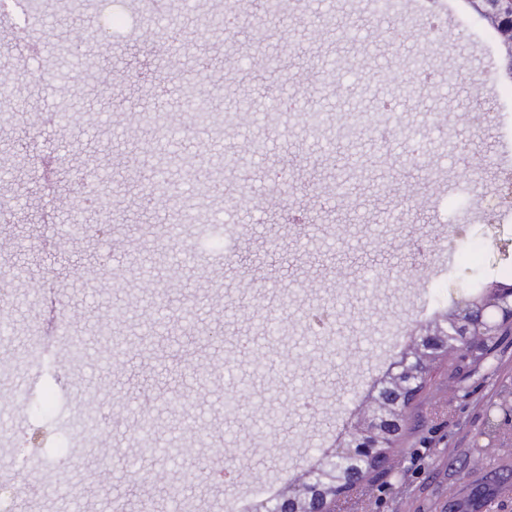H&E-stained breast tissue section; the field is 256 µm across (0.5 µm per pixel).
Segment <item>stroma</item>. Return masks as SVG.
<instances>
[{"mask_svg":"<svg viewBox=\"0 0 512 512\" xmlns=\"http://www.w3.org/2000/svg\"><path fill=\"white\" fill-rule=\"evenodd\" d=\"M232 5L242 21L257 0H166L164 26H175L188 48L175 70L162 64L158 38L139 25L140 0H122L111 26L98 24L106 6L74 0H31L28 12L40 47L13 50L0 33V80L14 96L0 98V156L25 149L8 178H0V313L11 325L0 337V494L12 512H243L260 487L282 490L345 433L364 398L428 323L491 281L512 284V210H493L512 176V59L493 39L489 22L467 0H407L387 19L370 0H289L284 22L266 53L285 64L274 78L250 74L251 36L215 28L212 13ZM82 64L70 67L72 48ZM236 51L242 75L221 62ZM420 65H413V57ZM344 60L330 71L326 63ZM480 84H473V77ZM214 97L211 125L191 138L158 146L143 129L140 109L165 107L190 123L178 89ZM299 96L302 112H278L274 99ZM256 122L225 123L239 100ZM68 112L67 126L44 131V113ZM459 117L454 143L444 129ZM263 142V155L240 163L245 138ZM212 169L223 192L201 191L198 169ZM171 189L166 205L142 207V189L156 170ZM97 171L101 206L88 208L81 189ZM346 180L351 198L340 201ZM68 204L49 217L45 190ZM253 199L239 206L240 196ZM150 220L152 233L138 227ZM182 227L179 238L163 233ZM67 228L69 243L52 240ZM184 249L209 265L173 274L168 258ZM16 265L30 275L17 278ZM156 286H142L143 269ZM53 284L70 335L53 344L52 373H42L41 288ZM334 319L325 328L311 312ZM197 336L193 376L171 341L149 335L158 316ZM280 332L266 340V316ZM125 340L121 364H98L99 329ZM265 373H253L258 357ZM162 383L153 396L156 437L181 435L184 421L203 422L207 438L188 440L192 457L207 461L224 450L230 477L185 482L178 503L153 486H130L108 452L155 468L143 455L136 418L146 391L138 375ZM512 382V332L492 354L472 364L462 382L434 374L416 402L415 420L390 453L393 470L352 498L347 512H467L474 488L485 487L491 512H512V447L478 448L486 409ZM239 395L236 413L225 394ZM111 415L110 432L92 438L82 421ZM65 472L22 459L23 436L58 421ZM111 469L112 484L101 473Z\"/></svg>","mask_w":512,"mask_h":512,"instance_id":"obj_1","label":"stroma"}]
</instances>
